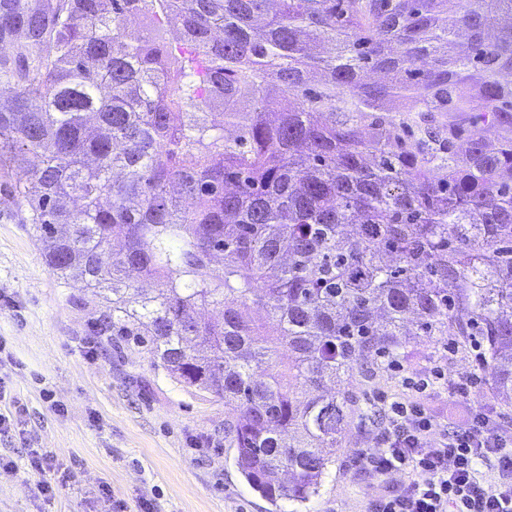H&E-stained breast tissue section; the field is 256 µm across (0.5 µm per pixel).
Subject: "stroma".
<instances>
[{"instance_id": "obj_1", "label": "stroma", "mask_w": 512, "mask_h": 512, "mask_svg": "<svg viewBox=\"0 0 512 512\" xmlns=\"http://www.w3.org/2000/svg\"><path fill=\"white\" fill-rule=\"evenodd\" d=\"M43 245L9 213L0 212V361L23 406L18 432L0 437V512H269L270 505L239 473L224 436L234 413L209 394L183 386L155 368L147 351L89 337L90 319L105 306L80 282H63L44 263ZM401 371L378 370L353 384L359 409L342 451L318 496L303 512H365L387 484L408 485L398 473L377 478L354 466L356 449L374 444L372 396H408L403 376L440 369L446 380L428 388L431 408L447 410L448 380L477 372L475 354L449 339L419 336ZM51 450L74 466L54 500L36 490L25 451ZM110 484V499L99 487Z\"/></svg>"}]
</instances>
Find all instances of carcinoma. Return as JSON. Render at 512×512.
I'll list each match as a JSON object with an SVG mask.
<instances>
[{
	"mask_svg": "<svg viewBox=\"0 0 512 512\" xmlns=\"http://www.w3.org/2000/svg\"><path fill=\"white\" fill-rule=\"evenodd\" d=\"M3 86L0 211L235 411L273 512L410 316L512 404V0H0Z\"/></svg>",
	"mask_w": 512,
	"mask_h": 512,
	"instance_id": "cac0c4a2",
	"label": "carcinoma"
}]
</instances>
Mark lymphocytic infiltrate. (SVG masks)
Here are the masks:
<instances>
[{
  "instance_id": "obj_1",
  "label": "lymphocytic infiltrate",
  "mask_w": 512,
  "mask_h": 512,
  "mask_svg": "<svg viewBox=\"0 0 512 512\" xmlns=\"http://www.w3.org/2000/svg\"><path fill=\"white\" fill-rule=\"evenodd\" d=\"M415 394L389 400L377 394L382 414L374 445L358 449L356 462L375 477L404 472L407 486H390L369 512H512V427L483 410L463 418H436L420 402L426 379L406 378ZM29 471L39 475L38 493L52 499L74 476L44 448L25 451ZM495 478H486L483 467Z\"/></svg>"
}]
</instances>
